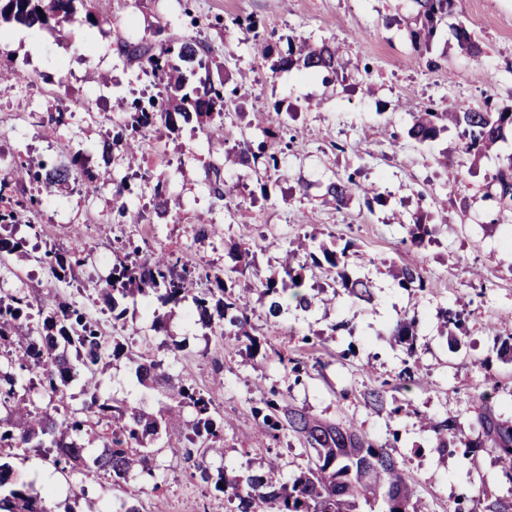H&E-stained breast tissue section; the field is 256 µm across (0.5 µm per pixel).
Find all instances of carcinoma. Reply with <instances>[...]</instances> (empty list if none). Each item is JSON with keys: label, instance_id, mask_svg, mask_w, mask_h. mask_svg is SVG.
<instances>
[{"label": "carcinoma", "instance_id": "obj_1", "mask_svg": "<svg viewBox=\"0 0 512 512\" xmlns=\"http://www.w3.org/2000/svg\"><path fill=\"white\" fill-rule=\"evenodd\" d=\"M416 14L409 26V37L415 48L428 52L441 32L448 17L453 15L458 0H413ZM74 0H0V20L15 21L29 28H45L60 23L73 11ZM232 24L259 43L263 57L276 56L272 69L278 72L298 65L312 74H338L343 62L335 44L324 42L318 47L304 43H288V50L262 37L260 22L253 16L236 17ZM460 46L476 54L478 41L465 25L455 29ZM118 51L130 60L161 74L169 88L167 98L150 99L148 107L131 112L118 124L112 140L103 141V154L121 144L130 158H135L137 142L147 129L161 128L169 133L183 126L197 123L212 136H224V103L236 90H226L224 84H205L202 88L183 92L185 77L180 64L195 62L204 67L208 48L202 42L187 38L180 41L178 51L167 47L158 52L153 46L138 42H118ZM177 53V60L170 58ZM256 135L234 142L226 155L234 163L261 173L267 180L286 175L282 164L284 142L288 135V117L276 121L263 120L255 115ZM453 125L464 140L468 154L484 155L503 140L504 128L512 127V109L495 110L491 103L478 109L431 106L412 115L407 129L408 138L423 143L432 141L440 132ZM81 151H75L67 162L33 169L25 163L12 160L0 165V258L17 254L23 241L15 238L19 224H31L38 200L12 201L5 195L9 187L23 177L47 186L69 182L80 169ZM495 199L499 207L512 210V164L500 168L492 177ZM211 189L215 198L224 202V209L237 212L234 186L222 174L221 168L211 169ZM131 192L129 179L112 180V195L119 202L118 216L126 217L123 198ZM372 196L382 204L383 196L377 189L361 186L350 173L326 185V195L338 206L347 204L358 194ZM410 245L418 250L432 235L427 224H416L409 231ZM259 243L244 242L238 247L237 264L229 270L208 269L198 263L180 262L164 254H149L143 248L128 243L113 252L108 276L92 286V292L107 307L112 327L125 328L126 304L139 295H152L157 306L165 308L191 301L198 322L215 335L233 336L246 340L247 348L258 351L260 339L255 335L251 321V291L258 293L265 309L267 322L277 323L290 306L304 312L315 306L316 295L308 282L317 273L338 277L339 285L350 297L369 302L371 289L360 277H352L347 269L360 264L364 254L331 250L316 243L311 235L289 251L292 261L287 263L279 277H262L255 265ZM87 254L80 243L64 250H47L40 261L48 266L52 277L67 285L77 281L76 271ZM248 277L252 288H237L239 278ZM300 281H295V278ZM10 278H19L8 262H0V349L6 352L7 364L0 363V450H33L49 459L62 472L80 469L88 474H104L112 479V486H122L134 472L152 474L155 468L157 445L164 448L183 447L185 460L192 463L201 481L224 494L227 501L236 504L233 512H358L359 500L381 502L380 512H425L414 501L413 478L393 455L394 445L375 441L361 432L352 421H328L315 417L306 408L279 403L273 390H263L252 408L254 426L269 439L277 442L285 436L298 439L307 456V466L285 484L280 478L279 454H274L260 474L244 473L231 480L224 473L214 474L206 465L207 452L224 439V418L215 407L213 396L202 392L185 378L175 379L164 366V361L144 354L126 352L124 344L109 341L100 321L86 307L61 298L27 288H2ZM397 286L409 293L423 291L427 281L419 263L410 261L394 269ZM209 287L198 290L202 282ZM442 334L450 335L453 343L467 333V318L462 309L448 307L438 312ZM126 357L133 365L139 385L153 389L163 386L166 403L158 413L145 407L131 408L100 393V374L111 360ZM30 371L38 383L24 384L20 373ZM82 383L84 400L80 407L60 411L65 403L68 387L73 381ZM39 387L41 406L25 397V393ZM365 406L380 412L386 405L385 390L370 389L363 395ZM189 408L194 418H184ZM421 426L436 435L437 447L453 452L463 445L466 453L487 450L494 454L501 472L512 484V420H506L489 401L481 397L475 426L476 439H464L462 430L453 420L434 422L420 418ZM102 426L98 435L100 447L96 454H88L83 433L92 425ZM0 512H55L45 499L30 492V485L18 480L8 463L0 462ZM448 512H512V498L492 497L479 492L475 497L457 499L448 506Z\"/></svg>", "mask_w": 512, "mask_h": 512}]
</instances>
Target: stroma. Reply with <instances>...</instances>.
Segmentation results:
<instances>
[{
	"mask_svg": "<svg viewBox=\"0 0 512 512\" xmlns=\"http://www.w3.org/2000/svg\"><path fill=\"white\" fill-rule=\"evenodd\" d=\"M74 7L72 19L52 28L0 23V153L35 166L55 163L73 149L83 152L77 182L47 187L26 181L15 189L16 199L40 202L35 229L22 224L16 230L27 241L25 253L13 258L24 287L55 289L86 303V295L56 283L34 261L45 250L67 247L76 235L90 252L82 272L96 277L110 270L105 256L131 241L227 269L240 243L274 236L280 246L255 257L266 276L280 272L283 242L299 235L317 234L336 250L353 245L369 258L356 273L368 280L373 301L336 296L328 280L317 277L312 311L289 310L272 326L263 308L255 309L252 322L264 340L257 354L234 338L205 333L180 308L168 321L172 341L158 334L148 344L140 334L151 326L150 311L129 310L127 322L140 333L126 342L136 352L151 350L172 375L214 392L227 425L222 451L208 453L206 461L226 477L263 471L272 447L284 476L307 462L299 441L274 445L254 431L251 409L264 387L275 389L281 403L327 419L355 420L376 440L396 439L394 454L413 473L426 512H447L452 496L482 485L506 495L512 484L491 454L441 453L434 434L419 431L410 413L454 418L470 438L483 394L494 392L499 411L512 415V360L499 357L494 343L495 336L512 334V212L500 211L489 198L492 175L512 156V132L495 153L477 158L464 153L456 129L428 145L409 140L406 131L411 113L449 101L470 108L489 99L512 107V0H460L427 57L415 51L406 31L412 0H137L133 8L125 0H75ZM89 12L95 22L86 21ZM249 14L261 19L283 51L292 40L340 43L344 71L326 78L297 68L273 72L270 61L230 26ZM460 22L479 40L481 55L459 47L452 27ZM191 36L209 48L211 80L227 81L237 91L226 124L247 126L257 112L290 115L288 174L269 184L268 195H261L248 169L225 165L222 138L200 128L147 133L133 168L123 150L107 157L101 152L113 116L164 90L137 62L118 55V40L144 41L158 50ZM17 68L32 72L33 81H16ZM56 112L68 113L65 124L49 122ZM443 155L447 164H437ZM213 164L222 166L226 179L240 181L243 216L231 218L214 197L208 178ZM355 171L389 194L387 204L369 206L360 196L339 207L325 196L327 183ZM126 174L132 177L127 204L140 214L134 226L119 221L105 184ZM159 182L167 199L162 217L154 200ZM418 219L437 232L431 245L416 252L403 239L406 225ZM200 224L211 227L203 240L195 237ZM411 259L420 262L428 282L414 295L397 288L389 273L391 265ZM446 307L466 311L467 334L455 351L437 327L436 313ZM407 313L418 318L416 334L395 342L390 329ZM340 322L353 325L354 333L332 332ZM283 354L303 360L305 375L284 368ZM408 366L415 379L406 384L400 373ZM101 383L106 397L131 406L143 402L155 411L163 400L137 384L124 359L105 368ZM370 388L384 389L389 407L403 406V414L366 408L363 394ZM158 461L156 478L136 476L125 485L143 512H230L222 493L191 477L183 449H163ZM10 463L18 479L34 474L40 485L52 486L58 507L84 512L87 502L103 508L111 500L106 476L62 474L31 453H16ZM156 481L163 486L159 496L152 490Z\"/></svg>",
	"mask_w": 512,
	"mask_h": 512,
	"instance_id": "1",
	"label": "stroma"
}]
</instances>
